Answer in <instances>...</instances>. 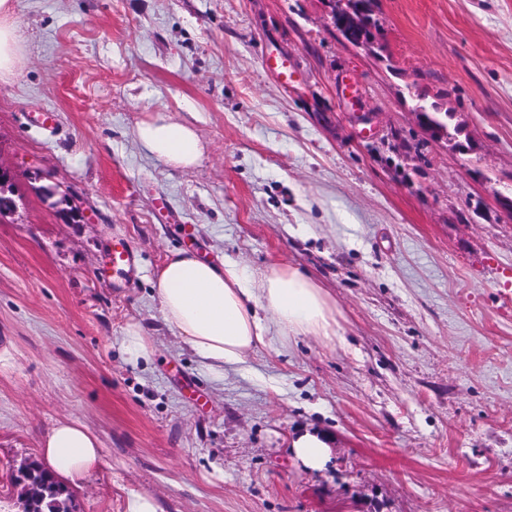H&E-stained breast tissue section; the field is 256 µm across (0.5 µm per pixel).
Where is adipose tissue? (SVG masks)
<instances>
[{
    "label": "adipose tissue",
    "mask_w": 512,
    "mask_h": 512,
    "mask_svg": "<svg viewBox=\"0 0 512 512\" xmlns=\"http://www.w3.org/2000/svg\"><path fill=\"white\" fill-rule=\"evenodd\" d=\"M136 137L148 156L170 167L189 168L203 157L195 128L162 116L139 122ZM151 284L163 322L215 381L223 379L225 366L241 364L274 339L337 335L325 288L288 263L256 274L235 261L178 250ZM41 448L54 476L67 484L93 471L102 455L98 435L76 418L55 423Z\"/></svg>",
    "instance_id": "1"
}]
</instances>
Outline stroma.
<instances>
[{
    "label": "stroma",
    "instance_id": "1",
    "mask_svg": "<svg viewBox=\"0 0 512 512\" xmlns=\"http://www.w3.org/2000/svg\"><path fill=\"white\" fill-rule=\"evenodd\" d=\"M371 8L377 54L328 0H16L0 165L28 193L0 219V512L65 418L103 447L76 512L133 492L160 512H512V0ZM422 100L456 139L420 129ZM158 114L198 129L196 167L141 151ZM192 244L308 270L336 340L258 348L214 384L150 295ZM133 326L153 344L135 362ZM305 429L329 437L325 470L291 452Z\"/></svg>",
    "mask_w": 512,
    "mask_h": 512
}]
</instances>
